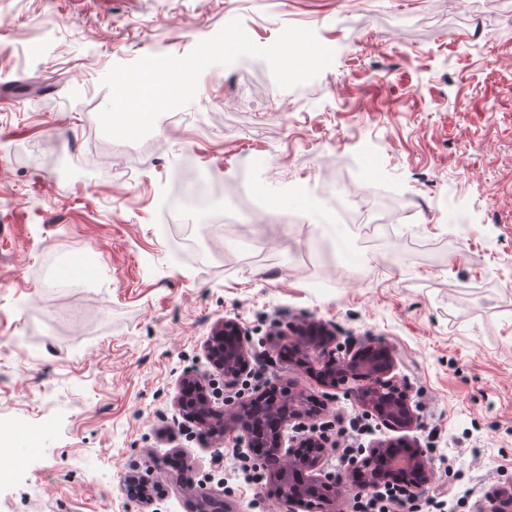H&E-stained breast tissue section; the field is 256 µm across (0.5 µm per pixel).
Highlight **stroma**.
Listing matches in <instances>:
<instances>
[{
  "mask_svg": "<svg viewBox=\"0 0 512 512\" xmlns=\"http://www.w3.org/2000/svg\"><path fill=\"white\" fill-rule=\"evenodd\" d=\"M234 19L262 47L311 29L333 63L283 89L243 57L140 142L104 134L113 65L185 56ZM2 92L0 427L38 448L0 477V512H191L228 485L233 512H281L176 403L185 378L222 381L205 342L227 319L271 357L264 383L318 397L325 422L358 407L269 345L272 326L389 347L445 500L486 512L512 484V0H0ZM189 169L232 219L216 260L180 245L194 215L164 214ZM327 174L399 212L331 223ZM176 452L186 478L127 496Z\"/></svg>",
  "mask_w": 512,
  "mask_h": 512,
  "instance_id": "stroma-1",
  "label": "stroma"
}]
</instances>
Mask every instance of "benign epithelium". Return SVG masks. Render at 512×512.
<instances>
[{
  "label": "benign epithelium",
  "instance_id": "obj_1",
  "mask_svg": "<svg viewBox=\"0 0 512 512\" xmlns=\"http://www.w3.org/2000/svg\"><path fill=\"white\" fill-rule=\"evenodd\" d=\"M275 335L289 342L298 367L308 373L326 369L331 386L345 387L347 396L386 427L394 431L415 428L409 392L393 375L395 356L391 351L344 350L316 325H289ZM248 343V332L241 323L226 319L211 332L208 356L217 370L238 376L251 365ZM313 403L302 391L270 384L238 401L232 407L233 418L226 421L224 412L213 407L206 384L198 378L186 380L178 398L179 408L197 421L205 435L219 440L235 435L236 441L250 449L258 466L268 457L284 461L282 468L268 474L282 488L279 501L285 512H337L344 484L370 492L386 482H397L406 495L412 496L430 483L432 470L423 452L410 451L405 441L392 439L373 441L346 462L343 474L331 479L321 477L326 439L316 434L297 435L323 410V404L314 403L313 408ZM196 499L200 512H210L215 503L223 512H231L220 494L199 490Z\"/></svg>",
  "mask_w": 512,
  "mask_h": 512
}]
</instances>
